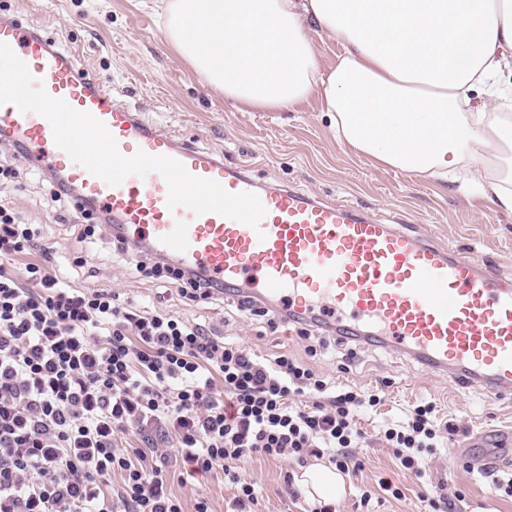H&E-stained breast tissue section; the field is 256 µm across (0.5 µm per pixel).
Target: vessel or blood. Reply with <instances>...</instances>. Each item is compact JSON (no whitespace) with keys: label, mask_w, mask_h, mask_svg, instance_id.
<instances>
[{"label":"vessel or blood","mask_w":512,"mask_h":512,"mask_svg":"<svg viewBox=\"0 0 512 512\" xmlns=\"http://www.w3.org/2000/svg\"><path fill=\"white\" fill-rule=\"evenodd\" d=\"M0 42L50 96L102 121L123 156L142 151L176 159L228 192L257 195L266 210L254 228L216 213L169 209L159 173L109 185L72 162L45 117L0 105V140L22 143L31 164L61 174L78 203L110 215L137 249L242 298L263 299L277 312L318 317L347 336L375 339L463 386L512 394V285L477 257L290 186L260 185L243 168L145 123L20 21L0 22Z\"/></svg>","instance_id":"b4317fda"}]
</instances>
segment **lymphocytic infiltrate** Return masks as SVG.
<instances>
[{"instance_id": "obj_1", "label": "lymphocytic infiltrate", "mask_w": 512, "mask_h": 512, "mask_svg": "<svg viewBox=\"0 0 512 512\" xmlns=\"http://www.w3.org/2000/svg\"><path fill=\"white\" fill-rule=\"evenodd\" d=\"M40 234L0 205V396L28 411L25 425L0 421V444L25 442L15 456L0 458V494L21 492L33 476L42 501L70 512V491L117 471L127 512H182L163 467L150 465L140 449L118 448L109 437L113 428H172L188 461L202 471L222 468L235 484L234 512H251L257 499L237 471L252 454L300 467L324 456L341 473L360 470L356 411L379 405V393L336 389L293 359L266 362L201 325L159 310H130L118 295L72 285L41 263L25 267L40 292L25 291L4 261L36 248ZM135 267L146 277L177 281L192 298L224 291L163 263L140 260ZM84 336L97 337V344L82 347ZM214 373L224 380L220 399L209 392ZM306 392L319 402L293 405L292 396ZM434 417V403L424 402L380 429L401 467L418 477L437 447Z\"/></svg>"}]
</instances>
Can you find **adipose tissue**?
I'll return each instance as SVG.
<instances>
[{
	"mask_svg": "<svg viewBox=\"0 0 512 512\" xmlns=\"http://www.w3.org/2000/svg\"><path fill=\"white\" fill-rule=\"evenodd\" d=\"M167 41L239 110L320 102L337 140L417 178L464 172L463 192L512 215V0H164ZM337 42L322 66L313 39ZM309 497L345 480L314 462Z\"/></svg>",
	"mask_w": 512,
	"mask_h": 512,
	"instance_id": "ef3b65f1",
	"label": "adipose tissue"
}]
</instances>
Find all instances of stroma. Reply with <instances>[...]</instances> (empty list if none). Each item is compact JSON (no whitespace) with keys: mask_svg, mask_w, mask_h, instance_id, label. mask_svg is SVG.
I'll list each match as a JSON object with an SVG mask.
<instances>
[{"mask_svg":"<svg viewBox=\"0 0 512 512\" xmlns=\"http://www.w3.org/2000/svg\"><path fill=\"white\" fill-rule=\"evenodd\" d=\"M158 14L151 0H0V17L22 20L49 38L76 68L93 75L152 126L223 156L227 165L244 167L260 184L289 185L331 202L351 201L383 223L476 252L493 276L512 283V215L465 198L443 181L409 178L337 143L316 97L291 112L236 110L222 94L203 86L167 43ZM13 165L21 176L0 186V203L44 230L37 250L14 258L16 276H23L29 262H45L63 277L78 274L83 285L107 287L133 308L187 317L254 356L285 355L336 385L384 391V403L359 416L364 439L356 455L363 469L358 478H347L344 495L335 501L338 512H421V495L442 482L458 491L454 512H512V497L493 490L490 482L494 476L512 478V448L497 445L500 430L512 428V399L480 386L460 388L385 345L350 346L335 330L307 319L270 324L266 317L239 311L238 297L229 294L189 300L176 285L138 274L130 259L115 254L104 229H97L93 241L84 240V223L95 224L97 217L83 215L71 202L70 220L62 219L50 198L53 171L32 167L21 155ZM351 349L357 359L349 364L345 358ZM421 401L435 403L436 421L446 432L424 476L417 478L400 469L377 430ZM476 432L482 433L484 447L466 448L464 457H456L455 447ZM152 445L162 455L168 491L184 512H195L200 501L209 512H231L236 488L222 469L191 472L175 434L154 438ZM288 471L287 461L260 455L240 462L241 477L257 490L255 512H309L310 498L289 493ZM383 478L398 485L403 498L379 490ZM367 490L373 496L364 507L360 498Z\"/></svg>","mask_w":512,"mask_h":512,"instance_id":"stroma-1","label":"stroma"}]
</instances>
